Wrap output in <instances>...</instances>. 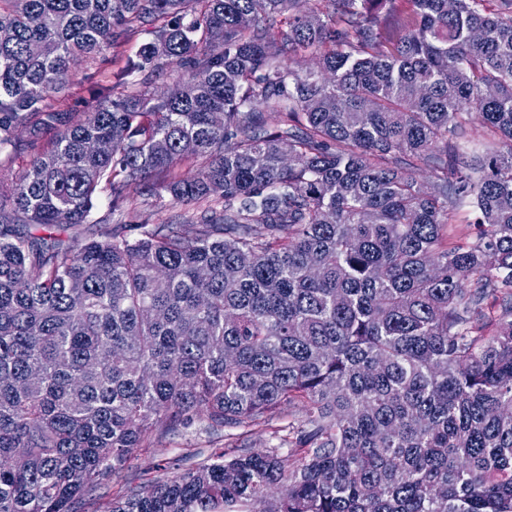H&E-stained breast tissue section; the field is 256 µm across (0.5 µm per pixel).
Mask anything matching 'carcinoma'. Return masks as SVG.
<instances>
[{
    "instance_id": "cac0c4a2",
    "label": "carcinoma",
    "mask_w": 512,
    "mask_h": 512,
    "mask_svg": "<svg viewBox=\"0 0 512 512\" xmlns=\"http://www.w3.org/2000/svg\"><path fill=\"white\" fill-rule=\"evenodd\" d=\"M486 2L0 0V148L52 134L0 169V512L287 409L293 462L226 448L109 512H512V0ZM141 26L83 117L45 107ZM144 185L199 216L84 236ZM186 72L178 67H166L147 88L149 91L160 94L170 90L175 84L185 79ZM28 131L25 128H19L15 132L16 149L9 148L7 151L0 152V168L12 170L16 174L24 172L35 152L27 145ZM111 212V196L108 190H104L100 193L95 213H94V219L99 222V224H92L88 225L89 230L87 232V235L91 233H96V230H99L100 227H106L108 230H112V226L116 222L117 219H120L117 214L110 215Z\"/></svg>"
}]
</instances>
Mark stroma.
<instances>
[{
  "instance_id": "1",
  "label": "stroma",
  "mask_w": 512,
  "mask_h": 512,
  "mask_svg": "<svg viewBox=\"0 0 512 512\" xmlns=\"http://www.w3.org/2000/svg\"><path fill=\"white\" fill-rule=\"evenodd\" d=\"M149 39L148 32L140 28L130 32L119 47L108 50L105 55L76 60L70 68L66 95L51 97L50 105L75 114L87 111L93 104L91 88L106 83L109 73L135 56ZM301 419V413L293 410L246 428H223L212 426L206 419L195 418L190 425L155 439L151 447L139 449L120 475L113 477L106 494L85 498L78 504V512H105L112 497L133 488L144 491L153 481L178 476L223 451L227 444L258 449L272 447L278 427Z\"/></svg>"
}]
</instances>
